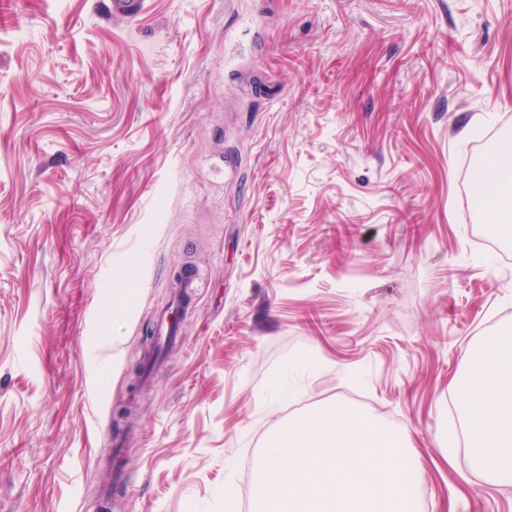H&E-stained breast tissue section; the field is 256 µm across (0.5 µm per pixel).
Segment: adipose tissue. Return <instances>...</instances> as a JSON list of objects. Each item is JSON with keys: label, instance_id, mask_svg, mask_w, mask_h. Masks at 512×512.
Wrapping results in <instances>:
<instances>
[{"label": "adipose tissue", "instance_id": "ef3b65f1", "mask_svg": "<svg viewBox=\"0 0 512 512\" xmlns=\"http://www.w3.org/2000/svg\"><path fill=\"white\" fill-rule=\"evenodd\" d=\"M494 223L512 233V150L499 152L475 173ZM470 370L456 404L468 436L472 468L497 484L512 483V336L492 337L470 353Z\"/></svg>", "mask_w": 512, "mask_h": 512}]
</instances>
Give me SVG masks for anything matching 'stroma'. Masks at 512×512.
Wrapping results in <instances>:
<instances>
[{
  "label": "stroma",
  "mask_w": 512,
  "mask_h": 512,
  "mask_svg": "<svg viewBox=\"0 0 512 512\" xmlns=\"http://www.w3.org/2000/svg\"><path fill=\"white\" fill-rule=\"evenodd\" d=\"M503 133L512 0H0V512H254L275 428L339 402L409 430L424 512H512L437 445L512 334L462 190ZM194 288H196V275L192 269H186L181 289L161 309L155 321L156 341L168 349L174 347L182 336L184 321L193 307ZM178 312L180 316L173 319L172 316Z\"/></svg>",
  "instance_id": "stroma-1"
}]
</instances>
